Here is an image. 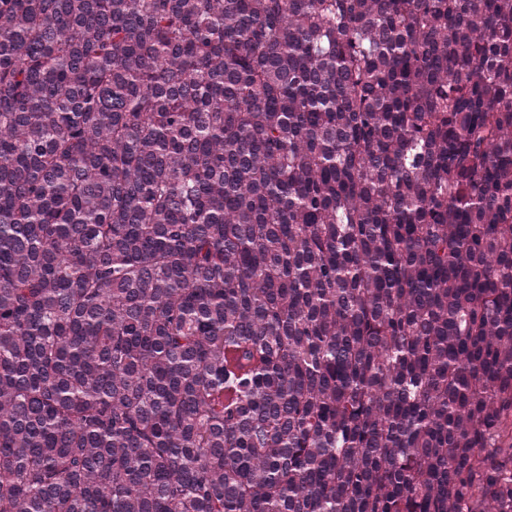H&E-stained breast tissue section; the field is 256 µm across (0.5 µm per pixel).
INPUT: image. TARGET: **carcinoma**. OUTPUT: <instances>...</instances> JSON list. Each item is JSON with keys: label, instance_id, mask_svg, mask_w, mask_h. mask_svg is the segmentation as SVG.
Masks as SVG:
<instances>
[{"label": "carcinoma", "instance_id": "1", "mask_svg": "<svg viewBox=\"0 0 512 512\" xmlns=\"http://www.w3.org/2000/svg\"><path fill=\"white\" fill-rule=\"evenodd\" d=\"M0 512H512V0H0Z\"/></svg>", "mask_w": 512, "mask_h": 512}]
</instances>
